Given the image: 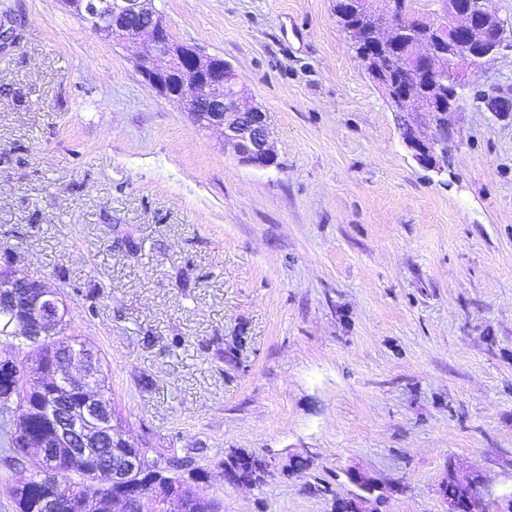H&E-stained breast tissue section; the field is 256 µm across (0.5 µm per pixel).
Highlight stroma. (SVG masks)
Returning a JSON list of instances; mask_svg holds the SVG:
<instances>
[{"label": "stroma", "instance_id": "1", "mask_svg": "<svg viewBox=\"0 0 512 512\" xmlns=\"http://www.w3.org/2000/svg\"><path fill=\"white\" fill-rule=\"evenodd\" d=\"M336 0H155L268 114L277 166L152 92L64 0H0V267L61 293L124 430L192 456L224 512H512V36L424 168ZM302 39H295L291 27ZM180 345H173V337ZM266 461L224 480L225 455ZM224 472L236 474L240 483L260 484L264 482L266 465L257 457L234 453L224 460ZM453 480L460 485L461 493L455 498L446 497L448 512H487L476 508L488 492L482 477H472L467 480L454 478Z\"/></svg>", "mask_w": 512, "mask_h": 512}]
</instances>
